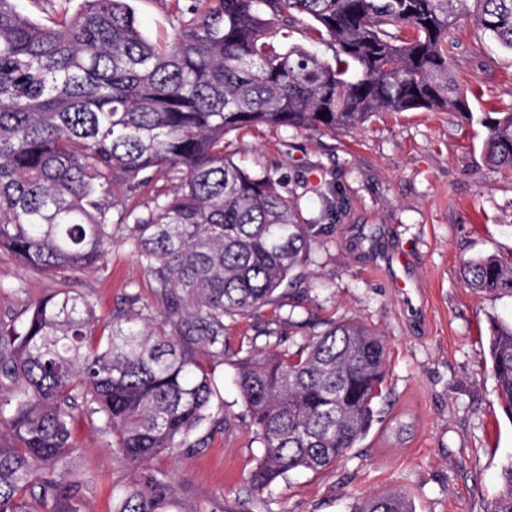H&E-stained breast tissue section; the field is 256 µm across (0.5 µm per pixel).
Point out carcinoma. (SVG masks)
<instances>
[{
	"label": "carcinoma",
	"mask_w": 512,
	"mask_h": 512,
	"mask_svg": "<svg viewBox=\"0 0 512 512\" xmlns=\"http://www.w3.org/2000/svg\"><path fill=\"white\" fill-rule=\"evenodd\" d=\"M173 2L172 38L136 26L129 0H81L40 22L0 0V250L67 278L106 265L116 237L151 279L152 301L99 324L92 304L59 290L0 326V512H74L68 483L75 413L95 418L134 470L112 512H177L172 478L148 463L194 448L213 410L214 379L195 358L224 357V320L278 301L304 276L314 238L300 194L283 193L225 152L233 131L353 127L378 112L468 114L448 69L461 15L512 50V0H193ZM317 25L334 51L278 48L274 22ZM487 163L512 171V112L479 118ZM151 188L144 209L130 205ZM472 288L512 292V261L463 262ZM512 421V322L488 346ZM384 340L333 321L290 353L233 361L244 416L264 448L248 478L261 493L295 470L318 472L366 435L383 399ZM492 512H512V462ZM352 512H414L389 491Z\"/></svg>",
	"instance_id": "cac0c4a2"
}]
</instances>
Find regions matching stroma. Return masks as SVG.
Returning a JSON list of instances; mask_svg holds the SVG:
<instances>
[{"label":"stroma","mask_w":512,"mask_h":512,"mask_svg":"<svg viewBox=\"0 0 512 512\" xmlns=\"http://www.w3.org/2000/svg\"><path fill=\"white\" fill-rule=\"evenodd\" d=\"M141 32L170 39L164 0H132ZM450 70L467 90L473 119L423 110L379 113L333 131L258 126L227 137L249 171L300 192L317 247L299 286L275 305L228 321L230 350H296L329 319L360 321L387 345V399L346 458L318 472H292L254 496L247 478L263 448L233 382L231 362L195 354L214 373L226 422L206 425L205 443L163 453L181 512H351L358 498L405 493L415 512H490L512 462V421L502 412L488 360L490 319L512 320V294L469 288L465 260L512 257V173L483 158L486 112H512V51L462 17L448 30ZM406 253L407 265L391 258ZM69 288L100 320L128 295L151 300L150 279L122 241L105 268L74 275ZM54 277L0 251V323L25 317L59 289ZM80 512H112V492L134 472L97 420L76 416Z\"/></svg>","instance_id":"stroma-1"}]
</instances>
